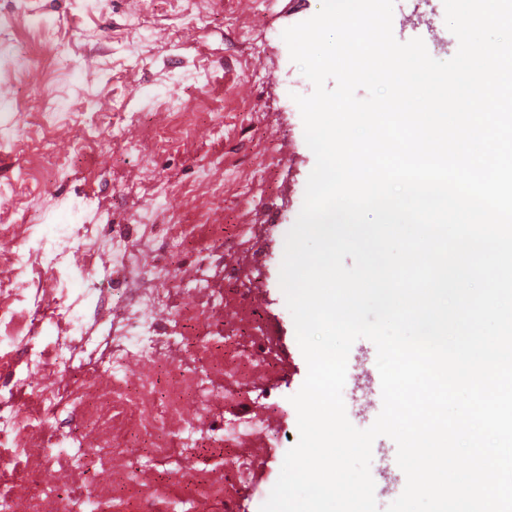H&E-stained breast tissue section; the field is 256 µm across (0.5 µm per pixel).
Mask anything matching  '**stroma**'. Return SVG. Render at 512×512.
<instances>
[{"instance_id":"stroma-1","label":"stroma","mask_w":512,"mask_h":512,"mask_svg":"<svg viewBox=\"0 0 512 512\" xmlns=\"http://www.w3.org/2000/svg\"><path fill=\"white\" fill-rule=\"evenodd\" d=\"M321 0H0V228H10L25 256L11 268L12 285H32L29 225L56 238L63 227L87 224L93 233L135 232L145 213L155 223L182 225L177 249L140 255L160 270L155 285L180 291L176 313L189 341L190 373L238 389L221 391L209 411L184 388L181 415L195 430L145 428L131 420L112 442L127 449L121 487L125 512H140L131 492L165 486L159 512H260L286 452L299 439L290 398L307 363L280 287L285 238L303 205L315 156L307 146L294 95L312 83L292 61L282 38L314 16ZM397 41L421 38L438 60L452 58L458 40L445 24L443 0H395ZM273 235H266L267 225ZM263 239L265 262L246 282L217 281L212 312H195L193 290L214 247L227 261L245 242ZM108 258L84 265L61 254L46 268L47 290L67 286L71 298L97 288L103 310L120 307V293L104 273ZM377 350L368 339L351 347L343 400L349 421L370 427L382 409L376 384ZM181 377L160 355L121 373L128 389L149 384L165 403ZM256 409L265 425L250 441H224L219 427L237 404ZM59 439L80 443L75 457L87 498L99 481L95 433L83 410L69 405L47 425ZM392 439L372 445L370 472L379 507L403 491L406 478ZM222 479L223 502H196L203 476Z\"/></svg>"}]
</instances>
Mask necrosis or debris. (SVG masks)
I'll list each match as a JSON object with an SVG mask.
<instances>
[{"label": "necrosis or debris", "instance_id": "1", "mask_svg": "<svg viewBox=\"0 0 512 512\" xmlns=\"http://www.w3.org/2000/svg\"><path fill=\"white\" fill-rule=\"evenodd\" d=\"M71 245L87 261L98 253L111 254V274L124 283V314L127 320L149 328L151 334L136 339L116 328L96 342L89 334L85 313L64 297L0 287V411L5 414L0 420V462L69 489L64 497L50 492L31 496L28 512H83L85 499L81 485L72 480V461L55 453L53 439L44 428L47 419L78 400V391L65 370L67 363L77 360L97 371L106 364L127 363L150 352L169 357L180 351L183 343L179 323L170 317L178 306L176 295L167 288H146L150 271L135 262L133 244L66 235L39 240L38 249L53 256ZM38 330L54 332L57 338L40 347L34 359H25L23 353ZM133 416L146 422L156 420L150 391L129 392L117 379L96 394L89 421L106 441L118 421Z\"/></svg>", "mask_w": 512, "mask_h": 512}]
</instances>
